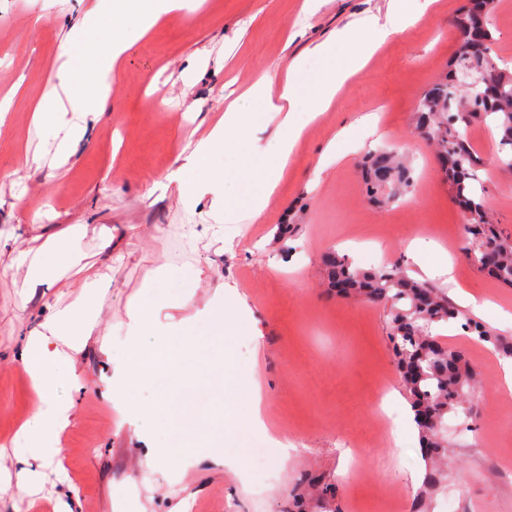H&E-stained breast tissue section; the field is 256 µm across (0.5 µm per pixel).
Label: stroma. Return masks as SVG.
Instances as JSON below:
<instances>
[{
    "label": "stroma",
    "instance_id": "1",
    "mask_svg": "<svg viewBox=\"0 0 512 512\" xmlns=\"http://www.w3.org/2000/svg\"><path fill=\"white\" fill-rule=\"evenodd\" d=\"M303 0H206L186 19L165 20L128 55L111 77L112 109L90 122L68 163L25 166L26 154L47 149L48 133L34 124L31 106L55 80L58 52L90 0H0V99L11 108L0 124V236L17 246L57 225L83 224L87 262L112 267L101 289L96 335L121 348L127 307L144 300L143 286L162 265L201 270L192 305L161 314V321L191 316L218 283L238 288L252 309L262 342L242 332L226 340L235 370L255 372L263 391L267 436L288 438L296 450L288 464L276 453L248 460L243 475L208 464L188 465L193 448L174 431L157 427L166 461L147 468V449L123 426L105 395L113 367L97 344L75 363L74 381L59 384L58 399L73 402L75 418L61 433L58 458L43 462L45 481L19 491L15 476L0 477V512H55L58 500L73 512H376L377 491H400L401 512H512V422L485 404L495 392L501 352L477 343L461 321L437 325L440 340L466 351L475 374L464 407L450 413L448 465L436 490L421 496L425 464L410 401L396 366L388 319L379 306L337 296L322 257L335 250L363 269L399 267L431 284L459 288L493 302L482 323L512 343V288L474 267L461 213L438 168L432 143L419 134L415 105L448 68L460 39L454 19L467 0H435L414 25L390 35L363 70L342 85L328 112L305 122L288 174L264 221L240 218L224 254L194 248L188 227L208 223L210 199L194 212L178 202L169 174L184 147L204 136L235 97L259 77L281 71L308 46L351 21L385 15L389 0H321L302 15ZM40 25H32L34 17ZM156 92H149L150 80ZM374 113L377 126L359 127ZM352 131L335 161L322 156L343 126ZM475 144L486 161L484 189L499 229L512 235V171L496 164L498 138L485 126ZM390 145L409 157L414 205L386 206L370 197L357 168L367 151ZM292 224L282 234L283 224ZM113 226V251L99 248V225ZM438 233L441 250L414 258L408 245ZM0 252V457L20 451L17 433L40 399L20 360L27 336L49 306L76 300V289L57 283L23 301ZM452 262L453 276L438 274ZM267 436H256L265 444ZM361 446L360 467L342 463L344 449Z\"/></svg>",
    "mask_w": 512,
    "mask_h": 512
}]
</instances>
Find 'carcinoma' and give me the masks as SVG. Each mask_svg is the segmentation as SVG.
<instances>
[{
    "label": "carcinoma",
    "mask_w": 512,
    "mask_h": 512,
    "mask_svg": "<svg viewBox=\"0 0 512 512\" xmlns=\"http://www.w3.org/2000/svg\"><path fill=\"white\" fill-rule=\"evenodd\" d=\"M494 0H469L454 24L461 42L448 73L418 100L416 129L428 135L436 148L441 171L450 182L463 217V230L473 244L472 263L482 273L512 286V239L502 237L493 219L490 200L478 176L482 159L473 142L459 127L491 126L501 147L496 163L512 169V72L502 69L492 56L495 42L489 15ZM481 78L487 94L479 97L468 87L466 76ZM371 190L386 203L397 202L413 189L409 163L393 151H375L366 160ZM331 287L344 285L341 295L377 304L388 316L390 337L425 462V486L441 479L434 464L447 452L444 418L462 406L469 366L463 351L433 335L435 326L459 318L480 342L512 356V344L465 316L448 297L426 282L398 268L362 270L348 258L331 252L325 257Z\"/></svg>",
    "instance_id": "1"
}]
</instances>
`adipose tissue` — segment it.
I'll list each match as a JSON object with an SVG mask.
<instances>
[{"mask_svg": "<svg viewBox=\"0 0 512 512\" xmlns=\"http://www.w3.org/2000/svg\"><path fill=\"white\" fill-rule=\"evenodd\" d=\"M203 3L204 0H96L82 22L71 27L61 47L57 81L46 88L33 110L36 125L60 136L55 150L57 165L67 163L73 144L84 137L89 122L107 110L111 92L108 71L119 66L160 21L191 16ZM411 22L406 0H390L385 16L371 15L356 26L337 30L332 39L307 49L279 76H265L254 82L244 96L258 104V111L246 112L238 102L229 103L223 116L183 155L180 165L170 174L179 202L191 211L203 193H210L224 223H236L240 196L227 190L228 177L221 160L238 143L256 140L259 133L268 131L274 151L247 199L250 217L261 220L303 135V127L296 120L302 98L297 76L305 70L309 58L327 61L336 46L343 44L352 48L354 59L352 66L316 75L309 102V116L314 119L330 108L343 83L366 66L384 39ZM85 234L82 224L62 227L49 232L38 246L18 251L15 259L17 269L23 272L20 294L24 299H33L39 289L64 278L78 291L74 303L52 308L38 329L26 337L20 352L41 399L40 406L21 428L25 447L36 455L56 447L58 435L71 424L73 403L55 397L61 380L58 370L74 368L77 356L91 340L100 315L98 286L109 278L101 268L86 263L80 247Z\"/></svg>", "mask_w": 512, "mask_h": 512, "instance_id": "adipose-tissue-1", "label": "adipose tissue"}]
</instances>
